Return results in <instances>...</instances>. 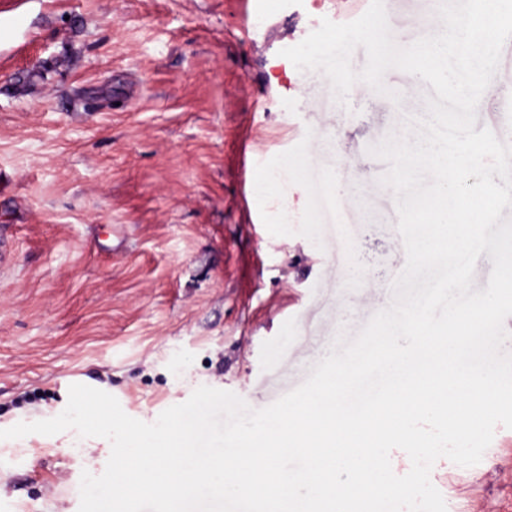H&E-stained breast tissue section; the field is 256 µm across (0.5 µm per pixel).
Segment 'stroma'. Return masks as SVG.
I'll return each instance as SVG.
<instances>
[{"instance_id":"stroma-1","label":"stroma","mask_w":512,"mask_h":512,"mask_svg":"<svg viewBox=\"0 0 512 512\" xmlns=\"http://www.w3.org/2000/svg\"><path fill=\"white\" fill-rule=\"evenodd\" d=\"M395 42L434 0H385ZM341 0H0V423L107 384L146 423L200 386L254 409L301 385L382 305L406 253L387 163L369 146L424 114L429 84L392 69L337 102L281 51ZM477 127L512 95V40ZM290 163L286 200L264 185ZM344 186L324 223L313 186ZM111 452L31 434L0 449V512H78ZM453 512H512V429L480 463L434 465Z\"/></svg>"}]
</instances>
